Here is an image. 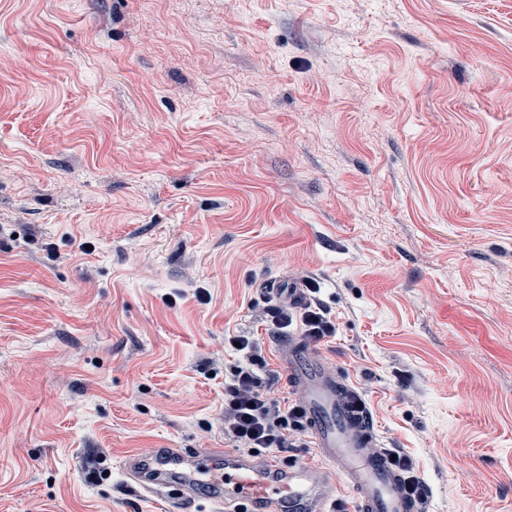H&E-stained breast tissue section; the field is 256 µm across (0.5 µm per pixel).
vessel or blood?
<instances>
[{
	"label": "vessel or blood",
	"instance_id": "1",
	"mask_svg": "<svg viewBox=\"0 0 512 512\" xmlns=\"http://www.w3.org/2000/svg\"><path fill=\"white\" fill-rule=\"evenodd\" d=\"M276 300L303 304L298 283H268ZM277 360L305 410V424L322 465L336 470L349 488L354 512H424L404 491L403 478L382 450L377 430L355 387L330 367L303 337L279 339ZM128 470L143 491L179 499L204 496L215 506L250 504L259 512H331L332 492L310 466H282L256 456L219 449L174 448L143 468Z\"/></svg>",
	"mask_w": 512,
	"mask_h": 512
}]
</instances>
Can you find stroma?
I'll return each instance as SVG.
<instances>
[{"label":"stroma","mask_w":512,"mask_h":512,"mask_svg":"<svg viewBox=\"0 0 512 512\" xmlns=\"http://www.w3.org/2000/svg\"><path fill=\"white\" fill-rule=\"evenodd\" d=\"M427 512H512V0H0V512H211L272 281ZM269 294L278 301L288 303L290 306H299L305 300V293L299 287V283L270 282L266 287ZM282 305L268 310L271 316V330L282 331L290 328L294 322L299 323L303 336L316 341L325 337H331L335 331V323L328 315L329 312L317 301L311 300L305 304L302 311H295L294 308Z\"/></svg>","instance_id":"stroma-1"}]
</instances>
